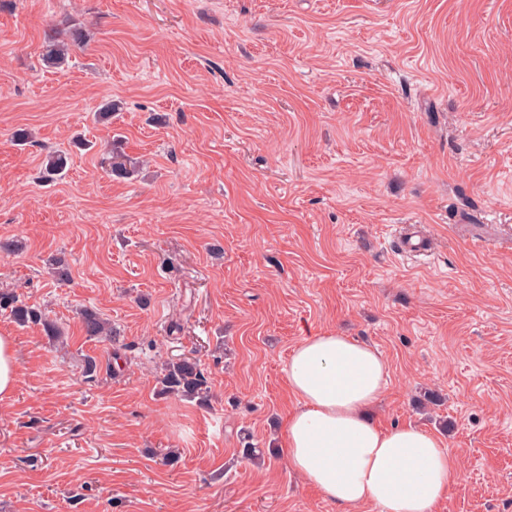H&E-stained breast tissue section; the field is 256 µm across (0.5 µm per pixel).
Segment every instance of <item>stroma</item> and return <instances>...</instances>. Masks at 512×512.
<instances>
[{"mask_svg":"<svg viewBox=\"0 0 512 512\" xmlns=\"http://www.w3.org/2000/svg\"><path fill=\"white\" fill-rule=\"evenodd\" d=\"M1 286L63 336L0 311V512H338L283 448L289 357L329 332L386 360L375 422L459 461L437 512H512V0H0ZM184 357L206 402L161 391ZM87 42L82 27L67 26L48 37L41 53V62L46 68L60 69L67 65L70 52ZM119 148L120 146L113 143L109 173L118 179H128L135 173L136 165ZM68 166V155L65 151L54 150L45 157L43 179L47 183H54L65 177ZM80 321L87 336H102L115 340L116 332L97 310L83 309L80 312ZM18 360L14 340L0 336V400L12 396L17 386Z\"/></svg>","mask_w":512,"mask_h":512,"instance_id":"stroma-1","label":"stroma"}]
</instances>
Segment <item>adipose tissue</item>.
I'll return each mask as SVG.
<instances>
[{"instance_id": "ef3b65f1", "label": "adipose tissue", "mask_w": 512, "mask_h": 512, "mask_svg": "<svg viewBox=\"0 0 512 512\" xmlns=\"http://www.w3.org/2000/svg\"><path fill=\"white\" fill-rule=\"evenodd\" d=\"M387 377L386 362L369 344L337 333L300 341L287 371L299 401L284 425L289 467L339 512L366 502L381 512H436L461 469L436 435L368 418Z\"/></svg>"}]
</instances>
